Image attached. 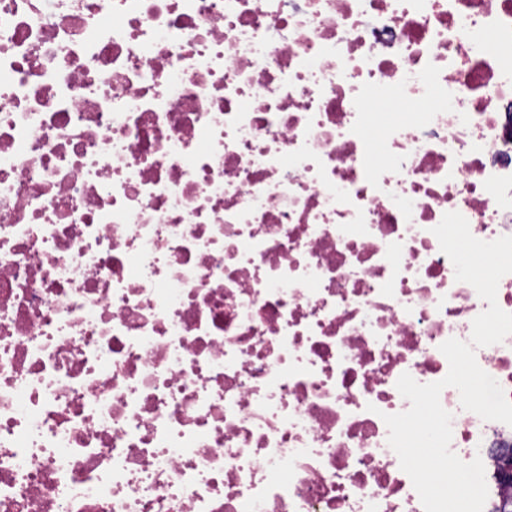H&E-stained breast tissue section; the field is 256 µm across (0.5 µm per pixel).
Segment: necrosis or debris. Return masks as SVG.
I'll list each match as a JSON object with an SVG mask.
<instances>
[{
  "label": "necrosis or debris",
  "instance_id": "obj_1",
  "mask_svg": "<svg viewBox=\"0 0 512 512\" xmlns=\"http://www.w3.org/2000/svg\"><path fill=\"white\" fill-rule=\"evenodd\" d=\"M452 211L512 236V0H0V512H424Z\"/></svg>",
  "mask_w": 512,
  "mask_h": 512
}]
</instances>
